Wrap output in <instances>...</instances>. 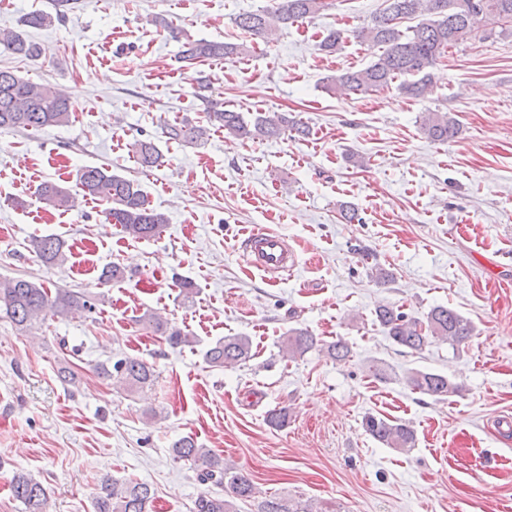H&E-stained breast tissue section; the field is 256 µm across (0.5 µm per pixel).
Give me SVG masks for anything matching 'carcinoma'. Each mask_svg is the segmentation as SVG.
I'll return each mask as SVG.
<instances>
[{"instance_id": "1", "label": "carcinoma", "mask_w": 512, "mask_h": 512, "mask_svg": "<svg viewBox=\"0 0 512 512\" xmlns=\"http://www.w3.org/2000/svg\"><path fill=\"white\" fill-rule=\"evenodd\" d=\"M68 0H59L56 15L34 12L25 18V25L48 26L65 18L61 8ZM384 10L374 16L371 23L346 32L331 30L319 42L318 50L335 53L349 38L381 49L368 67L346 70L330 78L329 91H345L364 95L398 83V90L411 99H421L432 91L431 69L448 48L467 38L480 27L501 25L512 28V0H385ZM327 6L326 0H278L275 10L267 13H246L235 19L236 26L251 37L263 36L270 21L278 25L295 24ZM421 18L414 26L400 29L405 19ZM0 44L10 52L30 60L39 57V48L28 42L22 34L9 31ZM247 51L243 43L187 40L185 58L205 62L212 59H234ZM74 105L69 96L49 84L25 80L16 74L0 70V129L22 128L39 130L49 126H62L70 122ZM206 120L224 128L228 137L237 140L277 138L285 130L305 138L310 129L285 114L260 113L248 121L242 113L227 109L222 103L206 100ZM424 134L432 141L444 143L455 138L459 127L446 112L432 111L422 120ZM208 127L191 123L169 124L165 136L174 141H197L207 136ZM138 164L150 169L158 165L160 154L152 142L134 144ZM77 185L87 196L107 204L106 220L120 226L133 238H151L160 234L168 224L167 217L149 207L140 185L126 177L112 173L103 166H85L77 174ZM40 200L54 208L68 206L66 189L46 182L39 190ZM34 252L48 266H60L66 261V241L58 236L35 237L31 240ZM93 309L90 297L70 288L50 290L44 284L25 278L0 279V319H6L19 331H27L47 316H72ZM376 321L387 337L396 345L412 351H421L432 341L452 346L465 343L473 332L470 321L446 306L432 308L425 320L412 317L399 308L382 305L377 308ZM149 328L164 337L169 346L193 343L183 331L168 326L155 317L147 318ZM316 337L306 329L293 328L283 337V350L290 357L301 356L314 348ZM251 342L246 336H226L206 352L213 366H226L250 360ZM99 373L110 379L117 377L124 385L135 388L155 381L154 368L136 357H124L113 364L102 363ZM406 381L415 391L446 399L459 393V386L448 377L432 372L411 370ZM366 432L378 443L399 450L412 448L416 433L411 425L401 420H389L368 414L363 419ZM174 459L191 462L196 466L198 479L207 482L218 475L224 479V495L201 493L194 501L193 512H240L238 503L252 496L253 485L247 474L200 447L191 437H183L173 445ZM14 498L25 507V512H45L47 488L27 474L12 479ZM151 488L138 480L119 481L106 477L94 497V512H149ZM255 512H339L333 505L323 502L302 501L274 497L260 502Z\"/></svg>"}]
</instances>
